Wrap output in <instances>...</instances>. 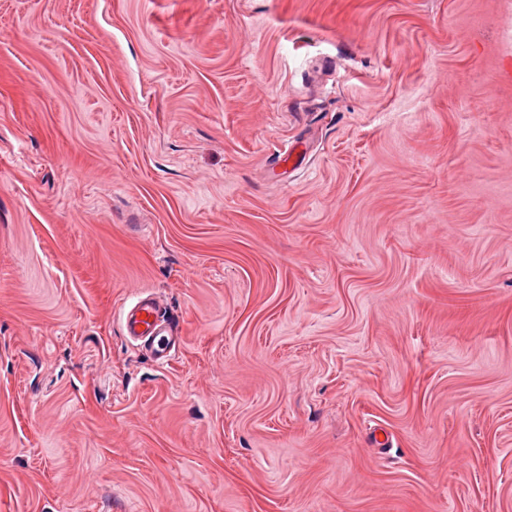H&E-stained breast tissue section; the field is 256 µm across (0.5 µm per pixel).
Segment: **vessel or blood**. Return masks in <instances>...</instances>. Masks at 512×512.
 <instances>
[{
    "label": "vessel or blood",
    "mask_w": 512,
    "mask_h": 512,
    "mask_svg": "<svg viewBox=\"0 0 512 512\" xmlns=\"http://www.w3.org/2000/svg\"><path fill=\"white\" fill-rule=\"evenodd\" d=\"M179 327L177 317L164 315L158 302L149 298L137 299L122 310L124 335L145 340L154 359L161 362L169 360L171 342Z\"/></svg>",
    "instance_id": "b4317fda"
}]
</instances>
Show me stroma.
Listing matches in <instances>:
<instances>
[{"mask_svg": "<svg viewBox=\"0 0 512 512\" xmlns=\"http://www.w3.org/2000/svg\"><path fill=\"white\" fill-rule=\"evenodd\" d=\"M511 66L512 0H0V512H512ZM179 320L174 315L165 318L158 302L138 298L122 310V328L131 339H145L156 361L166 362L172 350V335L179 334Z\"/></svg>", "mask_w": 512, "mask_h": 512, "instance_id": "stroma-1", "label": "stroma"}]
</instances>
